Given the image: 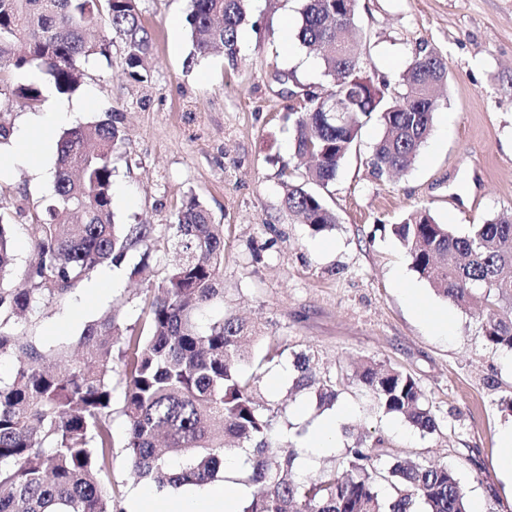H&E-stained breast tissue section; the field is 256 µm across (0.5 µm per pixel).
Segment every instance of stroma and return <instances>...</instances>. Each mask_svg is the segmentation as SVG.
<instances>
[{
  "label": "stroma",
  "instance_id": "1",
  "mask_svg": "<svg viewBox=\"0 0 512 512\" xmlns=\"http://www.w3.org/2000/svg\"><path fill=\"white\" fill-rule=\"evenodd\" d=\"M303 0H251L239 33L235 64L223 55L191 58L188 33L173 37L189 0H139L152 36L148 74L129 76L125 50L113 42L109 58L83 66L76 101L91 100L71 127L112 116L126 140L114 163L112 196L119 224H149L162 239L183 199L196 196L224 227V301L212 316L233 313L258 325L252 350L269 344L279 362L259 369L264 401L285 407L287 433L299 441L318 418L295 410L305 393L278 371L298 353L314 354L318 371L353 373L373 361L411 374L437 416L436 432L421 435L404 421L378 413L357 388L340 401L353 410L342 445L301 472L340 465L353 437L383 440L391 457H416L453 469L467 502L482 512H512V483L497 460L500 430L512 423V352L487 346L476 317L437 298L418 278L405 248L381 225L399 223L424 207L455 234L512 216V0H358L356 52L375 82L399 88V76L420 47L439 53L448 80L439 90L433 128L412 168L375 177L370 165L383 134L378 121L361 130L356 148L321 194L337 217L315 235L283 205L285 186L305 171L294 154L292 113L300 98L284 93L275 71L299 84L331 89L315 54L295 39ZM54 194L53 180L34 181L27 168L0 165V210L13 218L12 281L34 256L27 230L35 211ZM131 253L114 276L120 286L100 302L76 289L63 312L46 319L50 340L109 309L141 326L142 283L130 275ZM447 314V332L425 325L414 304Z\"/></svg>",
  "mask_w": 512,
  "mask_h": 512
}]
</instances>
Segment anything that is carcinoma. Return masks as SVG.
<instances>
[{"mask_svg": "<svg viewBox=\"0 0 512 512\" xmlns=\"http://www.w3.org/2000/svg\"><path fill=\"white\" fill-rule=\"evenodd\" d=\"M249 2L190 0L191 57L218 50L235 63ZM356 2L306 0L296 34L302 47L318 52L333 94L348 108L338 121L327 98L312 90L308 106L294 113L295 154L316 163L303 182L286 186L284 202L315 235L332 230L337 218L310 186L335 180L374 117L383 127L374 173L409 170L431 131L437 108L431 93L448 79L442 56L423 50L403 72L397 97L388 84L364 75L353 45L336 48L347 41ZM91 28L106 30L111 40L88 41ZM113 40L124 45L130 76L141 77L152 39L138 0H0V70L36 65L59 94L75 92L81 62L108 56ZM10 95L33 104L41 90L19 84ZM123 141L110 117L61 136L55 204L47 208L49 218L28 225L35 259L10 287L1 281L11 265V224L0 212V359L14 363L12 375L0 378V512H124L112 485L116 446L125 449L135 474L160 489L214 482L224 457L244 451L240 481L259 491L243 512H467L452 469L413 458L383 464L380 440L358 438L342 467L298 477V449L279 431L286 410L263 401L256 372L244 371V343L256 336L255 326L233 315L198 324L209 306L224 300V225L213 223L194 196L168 225L166 248L178 263L145 288L139 331L107 311L73 335L41 334V323L100 265L120 269L130 252L141 250L144 263L130 276L147 268L152 227L114 222L113 162ZM391 232L437 295L475 310L488 344L512 350V219L496 217L458 236L424 209ZM115 374L124 384L127 427L119 445L112 435ZM351 379L383 415L423 434L437 431L432 405L412 375L373 363ZM341 386L333 376L317 375L311 356L296 357L292 388L308 393L319 410L334 406Z\"/></svg>", "mask_w": 512, "mask_h": 512, "instance_id": "obj_1", "label": "carcinoma"}]
</instances>
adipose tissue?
Listing matches in <instances>:
<instances>
[{"instance_id":"ef3b65f1","label":"adipose tissue","mask_w":512,"mask_h":512,"mask_svg":"<svg viewBox=\"0 0 512 512\" xmlns=\"http://www.w3.org/2000/svg\"><path fill=\"white\" fill-rule=\"evenodd\" d=\"M86 108L83 102L52 100L44 112L27 117V127L36 129L38 136L34 139L26 136L16 138L11 153L13 163L28 167L35 177H43L44 172L37 167L36 159L41 151L50 147L52 129L65 121L70 113ZM349 415V409H336L306 435L302 441L306 461H314L335 448ZM242 464V457H225V481L210 485H189L170 493L156 491L150 486L143 487L129 504L128 512H241L247 489L234 484L231 477Z\"/></svg>"}]
</instances>
